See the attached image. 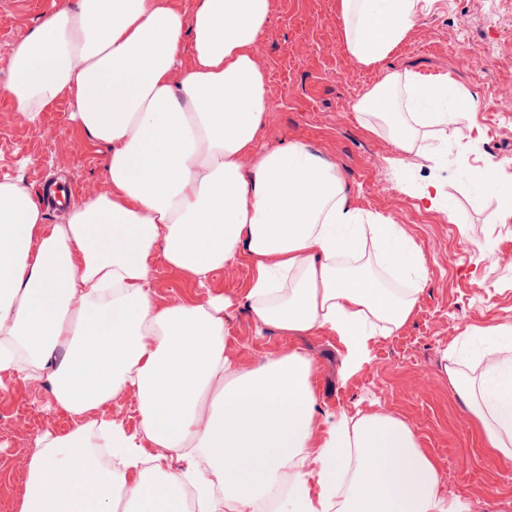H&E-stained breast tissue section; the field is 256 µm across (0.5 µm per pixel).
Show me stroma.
I'll use <instances>...</instances> for the list:
<instances>
[{
    "mask_svg": "<svg viewBox=\"0 0 512 512\" xmlns=\"http://www.w3.org/2000/svg\"><path fill=\"white\" fill-rule=\"evenodd\" d=\"M77 0H0V180L24 178L32 188L64 177L71 205L108 189V148L93 145L58 98L38 122L12 109L7 91L9 47L26 37L50 10ZM272 18L259 44L270 109L258 147L298 141L335 164L354 206L404 225L420 250L427 280L410 321L370 347V361L349 380L339 376L343 348L336 337L291 340L257 334L244 307L229 322L227 350L245 364L295 345L315 360L313 385L321 413L386 412L410 424L439 464L441 490L470 512H512V466L486 458L474 419L462 408L441 356L467 328L512 322V218L487 208L479 184L489 161L501 166L500 186L512 188V0H421L410 36L379 67L352 61L343 39L338 0H271ZM448 75L474 93L460 133L422 129L419 154L400 156L390 138L367 130L353 104L388 73ZM441 188L446 210L427 209L406 183ZM157 301L168 305L197 290L184 273L156 265ZM33 422L15 423L16 413ZM74 426L54 409L48 381L0 380V512H18L24 485L20 459L36 437Z\"/></svg>",
    "mask_w": 512,
    "mask_h": 512,
    "instance_id": "stroma-1",
    "label": "stroma"
}]
</instances>
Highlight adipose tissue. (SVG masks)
<instances>
[{
  "label": "adipose tissue",
  "instance_id": "ef3b65f1",
  "mask_svg": "<svg viewBox=\"0 0 512 512\" xmlns=\"http://www.w3.org/2000/svg\"><path fill=\"white\" fill-rule=\"evenodd\" d=\"M420 2L339 0L350 58L384 63ZM270 11V0H200L189 15L171 0H78L10 47L15 111L35 122L68 96L76 124L109 148L108 192L62 224H44L23 178L0 181V373L50 371L54 405L75 421L37 438L19 512H185L188 487L198 512H465L402 419L318 417L309 353L235 361L232 298L154 301L156 260L203 289L248 257L242 301L258 330L337 337L345 379L413 314L427 269L403 225L353 206L308 145L256 149L269 99L255 49ZM399 87L410 119L390 137L402 154L417 150L413 125L457 124L473 100L449 76L394 72L354 111L395 112ZM474 334L478 376L452 347L443 370L481 448L508 466L512 323ZM126 395L141 435L103 413Z\"/></svg>",
  "mask_w": 512,
  "mask_h": 512
}]
</instances>
